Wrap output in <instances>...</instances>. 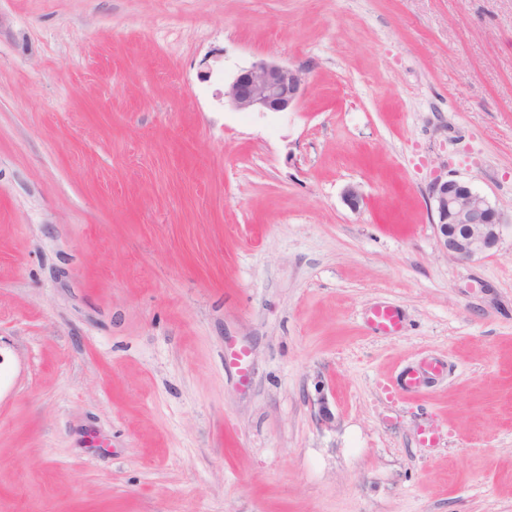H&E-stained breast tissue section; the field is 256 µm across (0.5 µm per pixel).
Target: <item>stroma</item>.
Instances as JSON below:
<instances>
[{
    "label": "stroma",
    "instance_id": "obj_1",
    "mask_svg": "<svg viewBox=\"0 0 512 512\" xmlns=\"http://www.w3.org/2000/svg\"><path fill=\"white\" fill-rule=\"evenodd\" d=\"M0 512H512V0H0ZM306 71L300 67L259 59L234 77L224 99L240 112H283L304 94ZM429 195L437 218L433 225L438 241L457 260H474L499 243L501 213L469 183L436 178ZM369 321L377 332L384 336H392L398 333L401 327V316L398 310L388 304L372 308Z\"/></svg>",
    "mask_w": 512,
    "mask_h": 512
}]
</instances>
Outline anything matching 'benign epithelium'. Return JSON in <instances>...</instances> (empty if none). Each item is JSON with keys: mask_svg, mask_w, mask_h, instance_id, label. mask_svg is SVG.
I'll return each instance as SVG.
<instances>
[{"mask_svg": "<svg viewBox=\"0 0 512 512\" xmlns=\"http://www.w3.org/2000/svg\"><path fill=\"white\" fill-rule=\"evenodd\" d=\"M305 86L304 69L259 59L240 70L224 90V99L240 112H283L298 103ZM429 195L437 218L435 233L447 253L468 262L499 243L501 213L470 184L437 178Z\"/></svg>", "mask_w": 512, "mask_h": 512, "instance_id": "obj_1", "label": "benign epithelium"}]
</instances>
